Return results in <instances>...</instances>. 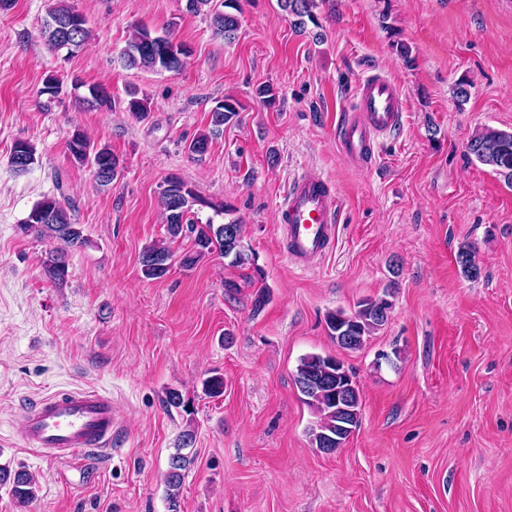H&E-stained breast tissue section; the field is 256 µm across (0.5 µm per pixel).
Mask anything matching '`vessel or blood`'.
<instances>
[{"label":"vessel or blood","mask_w":512,"mask_h":512,"mask_svg":"<svg viewBox=\"0 0 512 512\" xmlns=\"http://www.w3.org/2000/svg\"><path fill=\"white\" fill-rule=\"evenodd\" d=\"M404 110L403 96L391 79L380 73L363 79L337 125L342 153L355 163H367L375 140L399 124ZM338 211L337 196L323 177L304 175L292 182L280 222L296 263L310 266L327 252ZM118 427L111 398L78 388L40 398L25 415L21 438L25 448L79 464L86 454L108 453Z\"/></svg>","instance_id":"b4317fda"}]
</instances>
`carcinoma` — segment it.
<instances>
[{
    "instance_id": "cac0c4a2",
    "label": "carcinoma",
    "mask_w": 512,
    "mask_h": 512,
    "mask_svg": "<svg viewBox=\"0 0 512 512\" xmlns=\"http://www.w3.org/2000/svg\"><path fill=\"white\" fill-rule=\"evenodd\" d=\"M323 0H278L280 9L288 15L297 17L299 26H305V20L315 21L313 9ZM236 0H224L226 10H215L211 15L213 31L230 42L235 39L239 29L238 17L230 12ZM42 35L46 43L54 50L65 49L73 53L82 49L91 37L86 18L70 5L68 0H54L46 10ZM189 50L176 43L170 34L154 35L145 27H135L126 40L120 53L125 65L154 72L174 71L183 64ZM89 105L96 108H112V99L107 91L99 86L88 88L83 97ZM127 112L133 117L144 120L149 114L147 99L131 93L127 103ZM239 106L232 96L216 102L211 111L212 132L220 131L224 125L237 121ZM210 136L200 133L188 145L192 156L202 157L209 151ZM68 151L75 162L89 165L99 185L112 184L117 177L119 159L107 147L95 146L87 134L76 131L67 144ZM475 159L491 167L497 173L512 181V132L486 128L475 134L468 145ZM36 162V150L26 140L15 142L10 163L17 173H26ZM160 202L163 209L166 232L169 239L182 236L193 238V248L184 253L181 265L185 268L195 266L203 258L217 252L230 259L233 266L253 264L254 259L246 252L242 244V225L233 220L224 224H215L209 219L204 224L195 223L189 217L192 207L201 205L212 208L215 213L229 211L224 203L213 204L202 199L186 182L176 176H170L160 185ZM20 230L34 232L63 243L66 247L77 249L87 244L82 225L73 222L69 210L54 196H44L37 201ZM169 247L154 243L147 247L141 256V271L147 279H161L165 276V266L171 259ZM456 262L462 274L470 279L479 275V267L474 261V251L470 246L460 248ZM46 277L55 284H62L68 277V266L62 254H51L43 261ZM387 321L381 307L374 299H366L352 315L338 310L326 315L325 324L328 336L344 350H357L363 346L371 334L380 329ZM338 359L318 354L300 358L294 376L295 385L307 404L317 416L315 425L310 429L311 443L320 448L323 443L338 435L342 426L357 427L359 424L362 396L352 371L336 373ZM196 441L195 431L187 429L181 439V445L170 456L169 469L165 476L166 501L168 512H179L180 490L186 470L194 463V456L182 453L191 448ZM0 486L10 487L15 500L25 506L36 498L33 477L24 469H12L0 465Z\"/></svg>"
}]
</instances>
